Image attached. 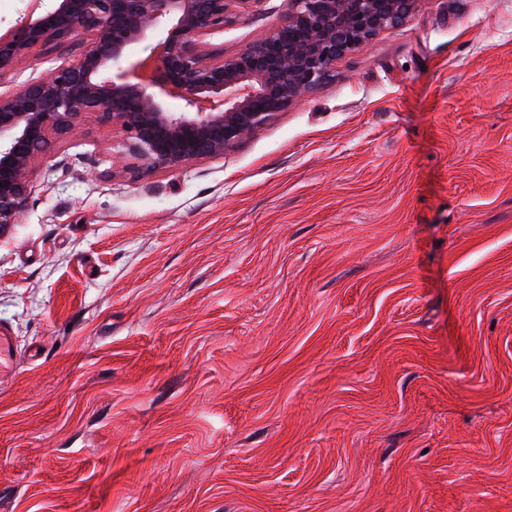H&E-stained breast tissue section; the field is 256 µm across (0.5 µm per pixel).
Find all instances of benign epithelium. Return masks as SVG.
Returning <instances> with one entry per match:
<instances>
[{"label":"benign epithelium","instance_id":"benign-epithelium-1","mask_svg":"<svg viewBox=\"0 0 512 512\" xmlns=\"http://www.w3.org/2000/svg\"><path fill=\"white\" fill-rule=\"evenodd\" d=\"M256 0H36L0 30V74L75 32L81 60L0 93V239L33 188L50 136L84 114L112 125L146 170L221 157L278 113L322 91L336 61L395 26L420 0H287L280 25L247 48L214 54L199 42Z\"/></svg>","mask_w":512,"mask_h":512}]
</instances>
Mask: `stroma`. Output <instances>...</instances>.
Listing matches in <instances>:
<instances>
[{
	"label": "stroma",
	"instance_id": "stroma-1",
	"mask_svg": "<svg viewBox=\"0 0 512 512\" xmlns=\"http://www.w3.org/2000/svg\"><path fill=\"white\" fill-rule=\"evenodd\" d=\"M0 322V512H512V0H422L178 169L85 114L0 239ZM20 354L15 337L10 328L4 324L0 325V382L4 384L9 381L15 372Z\"/></svg>",
	"mask_w": 512,
	"mask_h": 512
}]
</instances>
